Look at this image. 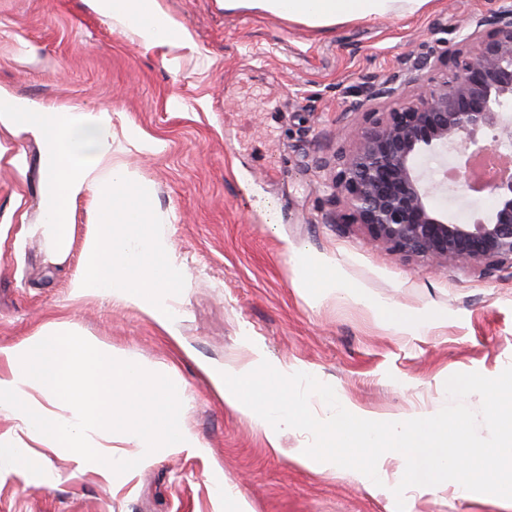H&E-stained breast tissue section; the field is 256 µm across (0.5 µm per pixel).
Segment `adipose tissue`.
<instances>
[{
	"instance_id": "adipose-tissue-1",
	"label": "adipose tissue",
	"mask_w": 512,
	"mask_h": 512,
	"mask_svg": "<svg viewBox=\"0 0 512 512\" xmlns=\"http://www.w3.org/2000/svg\"><path fill=\"white\" fill-rule=\"evenodd\" d=\"M428 0H224L228 9L257 8L312 27L350 20H370L420 11ZM114 29L145 48L188 46L187 31L165 14L157 0H90ZM0 128L41 145L44 219L36 228L59 256L67 255L79 200L88 202L82 260L70 279L72 297L98 293L134 306L171 339L179 331L169 288L182 277V266L168 235L154 225L151 193L136 168L115 160L109 111L85 112L76 106L47 107L32 101L27 111L0 109ZM27 360L0 347V410L4 409L43 445L73 449L97 458L103 440L120 429L124 443L139 448L137 459L121 454L112 460L113 482H121L131 462H145L156 448H182L191 435L184 423L180 395L159 391L151 374L137 361L100 350L72 329L42 330L28 344ZM272 370L287 382L288 368L270 363L261 353L248 362L204 368V375L230 407L248 412L265 431L272 450L280 436L305 411L302 400L276 390L253 392L257 372ZM46 399L37 405L31 390ZM63 401L66 414L52 410Z\"/></svg>"
}]
</instances>
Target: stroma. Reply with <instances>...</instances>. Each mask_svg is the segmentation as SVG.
<instances>
[{"label":"stroma","instance_id":"35a3bbf8","mask_svg":"<svg viewBox=\"0 0 512 512\" xmlns=\"http://www.w3.org/2000/svg\"><path fill=\"white\" fill-rule=\"evenodd\" d=\"M190 47L145 49L112 30L87 0H0V87L21 102L109 110L113 148L133 126L165 141L131 161L154 186L156 220L184 278L170 293L193 358L138 308L97 294L73 298L86 206L66 256L35 233L43 214L40 144L0 134V347L66 323L137 360L184 399L197 444L160 449L113 483L110 460L47 448L0 414V435L42 458L0 467V512H396L394 461L382 485L299 461L311 437L291 428L272 452L263 429L224 403L198 370L272 361L333 387L343 407L374 421L430 417L449 402L448 377L494 378L512 366V272L440 266L371 243L338 224L335 157L354 149L347 128L369 112L370 88L434 40L455 42L467 16L500 0H429L420 13L314 28L224 0H159ZM362 102L352 110V102ZM349 286L324 291L330 276ZM418 315L409 333L393 310ZM405 512H512V500L407 489Z\"/></svg>","mask_w":512,"mask_h":512}]
</instances>
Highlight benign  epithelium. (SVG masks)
I'll return each mask as SVG.
<instances>
[{
    "label": "benign epithelium",
    "mask_w": 512,
    "mask_h": 512,
    "mask_svg": "<svg viewBox=\"0 0 512 512\" xmlns=\"http://www.w3.org/2000/svg\"><path fill=\"white\" fill-rule=\"evenodd\" d=\"M458 32L454 45L430 49L405 74L372 87L373 99L397 97L407 84L416 93L381 116L366 113L352 131L355 149L336 157L334 198L346 209L336 223L362 224L372 240L406 256L512 270V176L493 184L489 213L475 207L459 222L435 204L447 183L422 167L431 157H472L488 148L485 131L512 129V113L503 111L512 103V3L464 20ZM454 173L453 186L475 200L469 167Z\"/></svg>",
    "instance_id": "1"
}]
</instances>
